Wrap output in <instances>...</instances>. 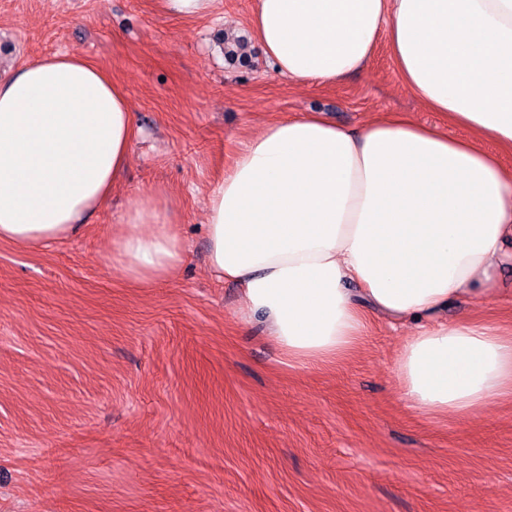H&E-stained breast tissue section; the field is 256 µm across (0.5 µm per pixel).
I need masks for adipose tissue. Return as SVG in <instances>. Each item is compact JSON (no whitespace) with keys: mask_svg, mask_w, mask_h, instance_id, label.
<instances>
[{"mask_svg":"<svg viewBox=\"0 0 512 512\" xmlns=\"http://www.w3.org/2000/svg\"><path fill=\"white\" fill-rule=\"evenodd\" d=\"M252 36L277 72L337 84L387 39L406 86L466 129L385 114L359 131L319 112L250 136L208 198L211 277L239 284L242 319L295 365L356 346L365 311L409 327L393 366L408 405L464 417L512 389V337L448 319L480 300L512 238V0H255ZM135 130L110 75L67 54L0 83V241L69 238L112 193ZM186 256L161 197L134 202L109 258L131 282ZM361 288L354 296L351 285Z\"/></svg>","mask_w":512,"mask_h":512,"instance_id":"ef3b65f1","label":"adipose tissue"}]
</instances>
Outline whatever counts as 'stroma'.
I'll return each instance as SVG.
<instances>
[{"label": "stroma", "instance_id": "obj_1", "mask_svg": "<svg viewBox=\"0 0 512 512\" xmlns=\"http://www.w3.org/2000/svg\"><path fill=\"white\" fill-rule=\"evenodd\" d=\"M253 0L186 20L159 0H0V81L57 54L110 72L136 136L111 197L70 238L0 242V512H512V395L467 417L410 408L392 367L409 330L368 314L358 347L287 365L205 266L207 197L246 139L321 112L359 128L435 124L387 42L338 85L278 75ZM247 44L243 60L227 46ZM165 197L187 245L140 287L108 259L129 205ZM449 320L512 331V260Z\"/></svg>", "mask_w": 512, "mask_h": 512}]
</instances>
